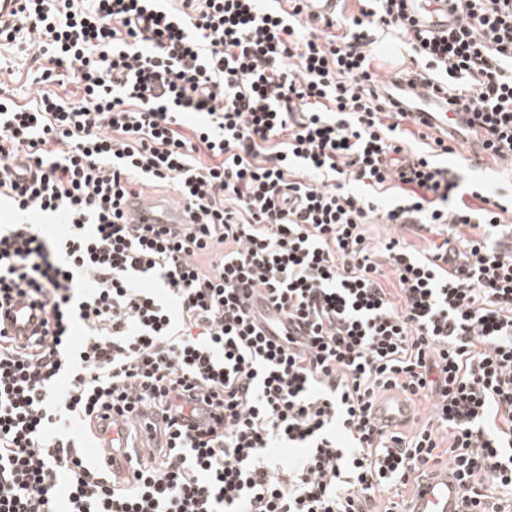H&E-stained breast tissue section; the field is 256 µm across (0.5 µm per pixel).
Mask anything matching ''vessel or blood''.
<instances>
[{
  "mask_svg": "<svg viewBox=\"0 0 512 512\" xmlns=\"http://www.w3.org/2000/svg\"><path fill=\"white\" fill-rule=\"evenodd\" d=\"M458 21V14L449 8L446 0H436L421 17L425 28L434 32L447 30ZM381 83L387 100L396 103L398 108L421 117L428 123L435 136L443 139L454 137L465 146L469 156L484 157L483 131L474 124L470 110L436 99L427 83L406 73L389 74L382 77ZM128 212L136 224H162L174 227L186 221L182 207L138 195L130 197ZM243 298L255 326L266 338L275 341L289 334L302 340L306 339V331L295 324L284 321L275 326L270 325L269 320L276 315L277 310L263 292L249 289L245 291ZM407 412L406 403L399 399L377 404L375 408L377 420L387 425L404 417ZM102 439L104 448L112 452L113 473L123 477L129 476L132 471L131 456L128 452L127 430L122 421L104 423ZM460 508L459 484L454 473L445 469L434 472L420 485L408 506V512H459Z\"/></svg>",
  "mask_w": 512,
  "mask_h": 512,
  "instance_id": "b4317fda",
  "label": "vessel or blood"
}]
</instances>
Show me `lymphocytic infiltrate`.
Segmentation results:
<instances>
[{"label": "lymphocytic infiltrate", "mask_w": 512, "mask_h": 512, "mask_svg": "<svg viewBox=\"0 0 512 512\" xmlns=\"http://www.w3.org/2000/svg\"><path fill=\"white\" fill-rule=\"evenodd\" d=\"M287 2L20 0L0 26L1 46L30 35L36 83L78 90L0 92V317L38 320L21 341L0 328V512H398L444 461L462 512H512V251L493 241L512 185L445 166L455 145L370 77L396 31L512 166V0H455L442 35L410 0L332 21ZM147 184L172 189L181 233L130 223ZM369 224L457 245L375 246ZM246 287L303 347L256 330ZM388 391L430 402L413 434L375 420ZM197 396L200 426L181 408ZM142 407L163 444L122 483L73 433Z\"/></svg>", "instance_id": "lymphocytic-infiltrate-1"}]
</instances>
